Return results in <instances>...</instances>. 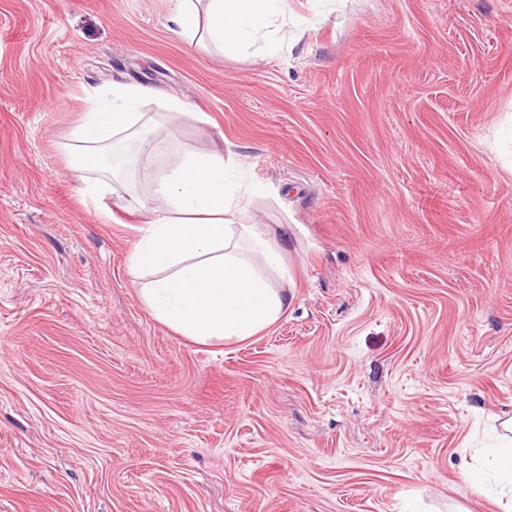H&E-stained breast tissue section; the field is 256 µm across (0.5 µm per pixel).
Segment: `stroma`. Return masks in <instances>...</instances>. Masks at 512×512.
<instances>
[{"label":"stroma","mask_w":512,"mask_h":512,"mask_svg":"<svg viewBox=\"0 0 512 512\" xmlns=\"http://www.w3.org/2000/svg\"><path fill=\"white\" fill-rule=\"evenodd\" d=\"M175 5L0 0V512H504L463 467L512 418V0H288L272 57ZM114 84L189 109L96 210L65 147ZM174 146L288 233L246 340L139 295Z\"/></svg>","instance_id":"1"}]
</instances>
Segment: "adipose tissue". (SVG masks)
Here are the masks:
<instances>
[{"instance_id":"obj_1","label":"adipose tissue","mask_w":512,"mask_h":512,"mask_svg":"<svg viewBox=\"0 0 512 512\" xmlns=\"http://www.w3.org/2000/svg\"><path fill=\"white\" fill-rule=\"evenodd\" d=\"M177 2L170 31L194 39L197 13L205 11L206 36L221 51L240 50L265 37L273 19L288 11V0ZM145 96L136 85L91 95L70 146L76 172L98 175L82 183L88 205L98 206L120 176L109 163L113 147L148 152L169 121L186 111L177 96L168 97L162 111H142ZM246 195L223 156L175 150L140 205L143 222L129 257L131 268L146 278L139 294L158 320L199 343L249 338L288 311L287 295L266 276L282 271L283 247L263 225L250 223ZM487 456L488 468H465L467 482L512 495V438Z\"/></svg>"}]
</instances>
